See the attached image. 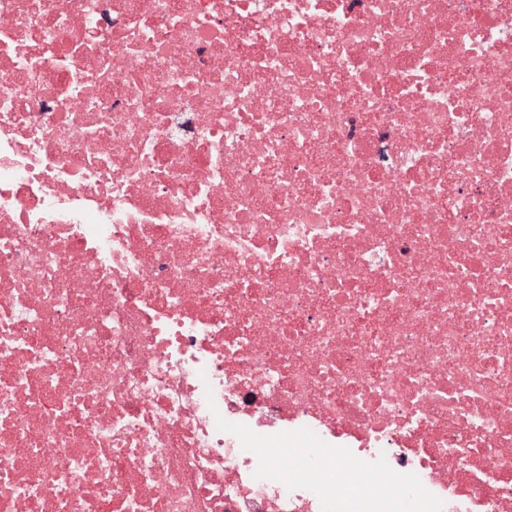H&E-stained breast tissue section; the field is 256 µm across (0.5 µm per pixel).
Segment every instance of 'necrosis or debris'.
Instances as JSON below:
<instances>
[{"instance_id": "1", "label": "necrosis or debris", "mask_w": 512, "mask_h": 512, "mask_svg": "<svg viewBox=\"0 0 512 512\" xmlns=\"http://www.w3.org/2000/svg\"><path fill=\"white\" fill-rule=\"evenodd\" d=\"M0 512H512V0H0Z\"/></svg>"}]
</instances>
